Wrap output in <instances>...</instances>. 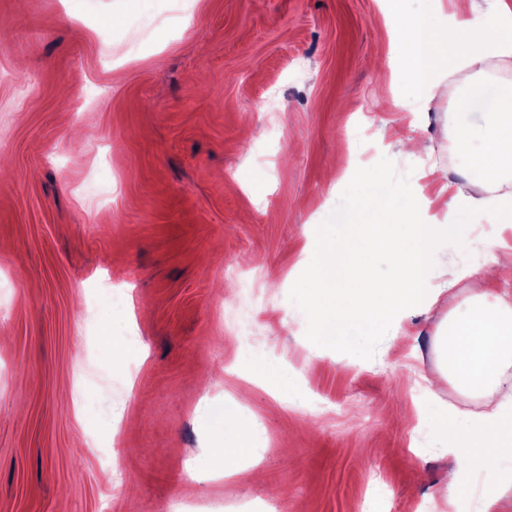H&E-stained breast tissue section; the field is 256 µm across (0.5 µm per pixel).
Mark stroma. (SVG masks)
Listing matches in <instances>:
<instances>
[{
	"label": "stroma",
	"instance_id": "1",
	"mask_svg": "<svg viewBox=\"0 0 512 512\" xmlns=\"http://www.w3.org/2000/svg\"><path fill=\"white\" fill-rule=\"evenodd\" d=\"M186 7L0 0V512H447L451 460L415 379L436 374L432 337L467 281L397 338L327 345L295 311L306 246L347 224L355 191L424 186L400 139L455 170L446 116L465 74L425 102L381 0ZM490 265L452 241L432 282ZM241 389L265 440L228 480L206 450L237 442L219 417ZM107 399L124 434L106 474L84 436L108 435Z\"/></svg>",
	"mask_w": 512,
	"mask_h": 512
}]
</instances>
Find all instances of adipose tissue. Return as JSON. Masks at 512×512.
I'll use <instances>...</instances> for the list:
<instances>
[{"label":"adipose tissue","instance_id":"1","mask_svg":"<svg viewBox=\"0 0 512 512\" xmlns=\"http://www.w3.org/2000/svg\"><path fill=\"white\" fill-rule=\"evenodd\" d=\"M405 0H385L396 24L392 39L409 82L439 96L449 76L467 73L448 132L470 192L456 189L437 167L425 174L428 190L406 196L402 185L383 192L399 203L381 215L371 195L349 203L352 222L346 235L328 231L315 242L316 258L308 271V291L300 306L303 322L320 340L346 343L356 332L388 328L400 332L408 308L435 313L448 304V287H428V275L444 245L465 237L471 216L512 227V90L494 87L487 73L491 60L512 62V5L501 0L496 14L476 4L447 15L431 26L408 15ZM480 122H472V113ZM449 205L447 222H420L423 205ZM477 252H493L494 265L480 275L451 270L452 281L468 280L470 296L461 313L443 319L434 336L440 375L464 394L478 399L477 412L440 405L431 423L439 430L456 424L443 446L454 459L440 495L455 501L464 472L480 473L488 487L481 512H512V394L503 384L512 367V293L493 291L496 276L512 274V244L505 240L468 239ZM380 253L390 272L375 274L368 257Z\"/></svg>","mask_w":512,"mask_h":512}]
</instances>
